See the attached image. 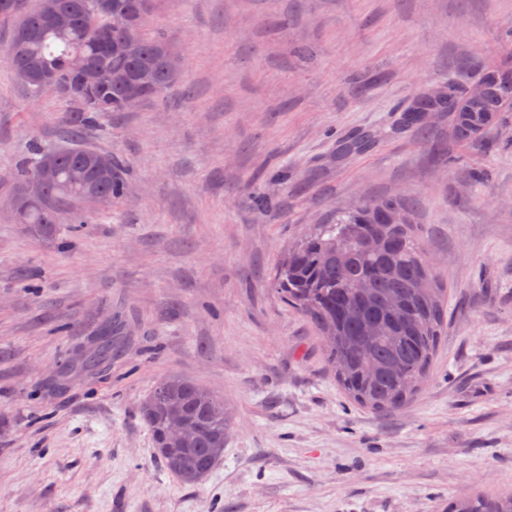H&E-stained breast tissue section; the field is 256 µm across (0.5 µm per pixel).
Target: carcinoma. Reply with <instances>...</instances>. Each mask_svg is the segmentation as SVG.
Returning <instances> with one entry per match:
<instances>
[{"instance_id": "carcinoma-1", "label": "carcinoma", "mask_w": 512, "mask_h": 512, "mask_svg": "<svg viewBox=\"0 0 512 512\" xmlns=\"http://www.w3.org/2000/svg\"><path fill=\"white\" fill-rule=\"evenodd\" d=\"M74 15L73 26L54 28L45 18L40 0H0V19L13 22L10 44L4 56L14 74L24 67L47 68L56 73L53 84L37 80L23 82L37 96L61 93L79 62H97L112 69V87L91 94L95 103L65 97L71 110L62 123L67 127L63 143L69 152L59 159V180L49 188L55 209L32 204L18 223H60L61 215L74 214V223L84 224V208L118 199L125 193L124 163L114 157L112 178L100 181L92 194L75 191V177L86 174L80 151L89 147L83 134L98 126L110 112L125 111V78L138 76L145 98L163 94L176 81L181 59L161 37H148L144 27L154 0H112V7L129 6L140 12V20L128 31L109 27L94 0H52ZM130 39L137 47L132 57L109 56L107 42ZM478 81L490 92L477 108L469 103V86L454 79L446 98L415 99L414 111L441 109L448 113V133L457 143L484 142L503 113L512 112V66L482 71ZM54 148L32 146L13 180L12 197L34 176L45 155ZM403 213L392 199H369L339 214L329 224H316L290 247L279 262L274 285L280 297L303 314L319 332L336 382L354 402L375 412L394 411L409 403L432 367L445 335V293L433 267L422 251L409 219L395 228L383 222L386 213ZM382 235L389 241L386 251L369 253L365 238ZM424 281L427 287L420 288ZM117 347L112 329L100 332L94 348L81 359V368L98 369L112 359ZM140 413L148 425L155 457L181 483L195 486L224 457L231 424L224 400L194 381L167 376L154 385ZM448 512H512V493L467 495L448 502Z\"/></svg>"}]
</instances>
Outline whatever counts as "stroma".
Returning <instances> with one entry per match:
<instances>
[{
  "instance_id": "35a3bbf8",
  "label": "stroma",
  "mask_w": 512,
  "mask_h": 512,
  "mask_svg": "<svg viewBox=\"0 0 512 512\" xmlns=\"http://www.w3.org/2000/svg\"><path fill=\"white\" fill-rule=\"evenodd\" d=\"M147 33L180 54L177 82L85 135L123 161L125 195L44 236L8 192L68 105L0 56V512H446L512 492V114L489 148L449 143L444 114L396 127L500 63L512 0H157ZM351 135L370 146L341 152ZM372 198L410 207L447 290L430 375L391 412L345 396L271 285L308 227ZM108 324L119 352L81 370ZM170 374L232 415L193 487L140 415Z\"/></svg>"
}]
</instances>
